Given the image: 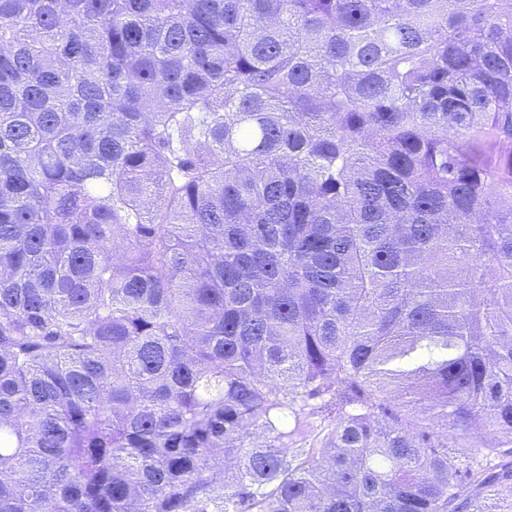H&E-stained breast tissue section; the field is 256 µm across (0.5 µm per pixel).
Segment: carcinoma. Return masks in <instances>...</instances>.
<instances>
[{
    "mask_svg": "<svg viewBox=\"0 0 512 512\" xmlns=\"http://www.w3.org/2000/svg\"><path fill=\"white\" fill-rule=\"evenodd\" d=\"M0 512H512V0H0Z\"/></svg>",
    "mask_w": 512,
    "mask_h": 512,
    "instance_id": "cac0c4a2",
    "label": "carcinoma"
}]
</instances>
